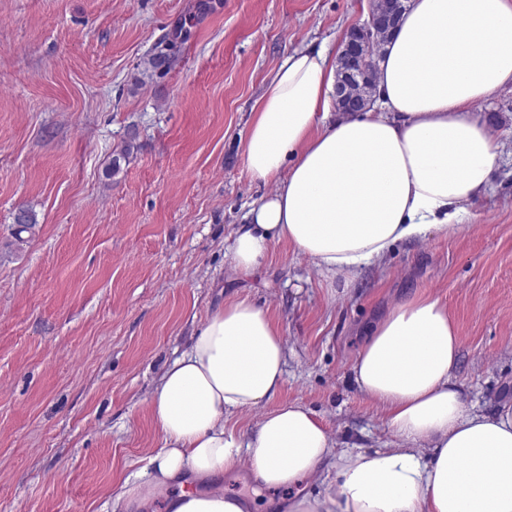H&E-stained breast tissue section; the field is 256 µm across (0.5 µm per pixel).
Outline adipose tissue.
<instances>
[{"instance_id":"obj_1","label":"adipose tissue","mask_w":512,"mask_h":512,"mask_svg":"<svg viewBox=\"0 0 512 512\" xmlns=\"http://www.w3.org/2000/svg\"><path fill=\"white\" fill-rule=\"evenodd\" d=\"M336 70L327 48L288 52L254 107L242 155L251 179L273 190L227 247L238 274L283 241L352 280L397 244L461 231L467 203L491 186L502 146L472 107L512 91V0H410L368 111L337 115ZM460 347L440 299L397 304L352 365L395 441L344 449L303 405L276 404L282 333L263 306L230 302L161 375L149 408L163 446L148 480H124L118 496L137 512H155L161 490L167 512H244L219 483L246 462L257 483L293 488L272 512H512V401L466 408L453 377ZM252 410V430L226 432L227 415ZM330 459L335 482L298 493ZM190 479L205 491H188Z\"/></svg>"}]
</instances>
